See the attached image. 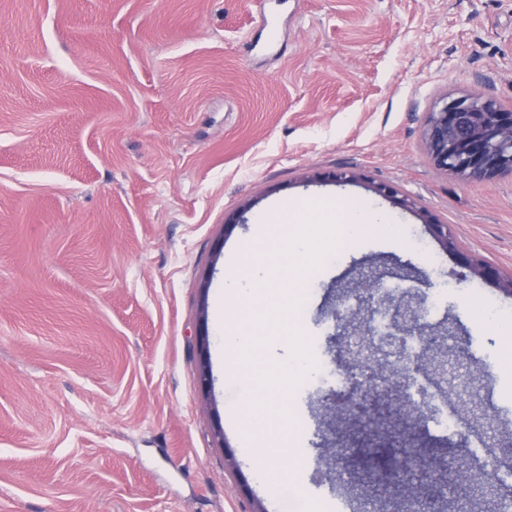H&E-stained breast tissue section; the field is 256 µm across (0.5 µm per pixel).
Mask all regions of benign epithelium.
I'll use <instances>...</instances> for the list:
<instances>
[{
    "mask_svg": "<svg viewBox=\"0 0 512 512\" xmlns=\"http://www.w3.org/2000/svg\"><path fill=\"white\" fill-rule=\"evenodd\" d=\"M426 151L434 165L443 171L477 178H491L502 172L512 173V112L502 111L492 100L479 97H458L445 100L429 114L424 130ZM461 264L485 280L497 282L512 294V280H504L497 270L487 264L461 256ZM382 277L371 274L352 289L355 300L361 305L347 308V297L341 295L331 309L334 326L339 330V357L347 358L346 376H354L350 389L341 395L335 391L321 398V406L341 419L352 420L359 427L376 432L379 421L367 410L366 405L379 400L387 401L395 412L403 411L408 400L400 399L393 383L380 385L381 391L362 383L358 371L371 362L386 358L389 351L364 343L363 314L377 309L385 297L381 291ZM394 324L418 333L425 346V353H436L440 344L437 339L425 335L416 319L415 307L403 296L389 304ZM424 459L417 453L404 458L403 473L397 483L419 470ZM431 497L427 490L407 494L400 499L402 512H430Z\"/></svg>",
    "mask_w": 512,
    "mask_h": 512,
    "instance_id": "7a95c632",
    "label": "benign epithelium"
}]
</instances>
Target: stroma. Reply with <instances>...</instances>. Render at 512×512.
<instances>
[{
  "label": "stroma",
  "instance_id": "1",
  "mask_svg": "<svg viewBox=\"0 0 512 512\" xmlns=\"http://www.w3.org/2000/svg\"><path fill=\"white\" fill-rule=\"evenodd\" d=\"M270 9L273 42L255 0H0V512H367L347 473L382 477L395 503L410 449L416 485L452 481L450 461L485 474L471 512L512 488V341L480 318L512 322V294L459 261L512 276V174L439 170L423 138L446 97L512 111V0ZM297 198L398 221L306 288L314 355L333 357L341 289L378 270L457 352L467 403L436 362L394 373L426 388L432 422L407 449L350 425L342 455L322 435L325 387L302 381L295 479L271 491L229 417L242 388L218 308L257 216ZM446 413L470 422L443 431Z\"/></svg>",
  "mask_w": 512,
  "mask_h": 512
}]
</instances>
